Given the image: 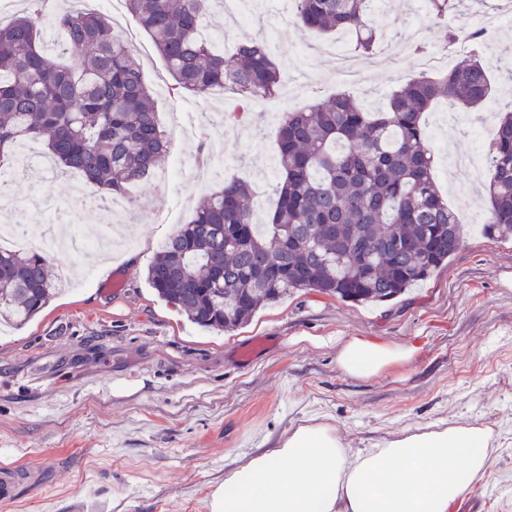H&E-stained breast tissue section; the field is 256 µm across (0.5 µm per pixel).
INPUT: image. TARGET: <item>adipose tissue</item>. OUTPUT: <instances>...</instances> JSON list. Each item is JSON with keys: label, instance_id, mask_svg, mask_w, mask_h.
Segmentation results:
<instances>
[{"label": "adipose tissue", "instance_id": "ef3b65f1", "mask_svg": "<svg viewBox=\"0 0 512 512\" xmlns=\"http://www.w3.org/2000/svg\"><path fill=\"white\" fill-rule=\"evenodd\" d=\"M414 353L351 337L338 350L337 366L371 378ZM488 439L483 428L449 425L396 437L353 458L337 428L306 423L277 448L228 471L211 512H448L483 472Z\"/></svg>", "mask_w": 512, "mask_h": 512}]
</instances>
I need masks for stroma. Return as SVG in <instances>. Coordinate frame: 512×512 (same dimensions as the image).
<instances>
[{"label": "stroma", "mask_w": 512, "mask_h": 512, "mask_svg": "<svg viewBox=\"0 0 512 512\" xmlns=\"http://www.w3.org/2000/svg\"><path fill=\"white\" fill-rule=\"evenodd\" d=\"M490 14L483 0H472L465 14L437 21L414 0H387L356 96L367 109L385 108L392 91L421 74L419 57L395 49L397 35L423 28L429 45L450 47L453 68L470 48L447 45L448 30L479 25ZM110 20L114 30L132 35L160 113L176 108L196 117L195 134L169 139L170 158L195 159L218 144L234 166L213 172L211 186L232 175L270 197L267 163L278 158L280 123L274 105L249 104L238 121L230 118L237 107L230 96L172 106L173 81L126 5ZM268 29L288 110L346 89L331 58L309 73L299 70L298 59L339 40L353 51L352 37L307 32L290 12H267L258 26L230 31L224 47ZM482 54L493 99L512 105V25L502 24ZM452 110L438 101L424 123L436 182L459 214L463 244L447 265L391 303L299 291L230 333L191 324L145 281L148 265L202 194L188 179L178 184L179 208L160 190L155 218L119 225L129 248L109 256L51 253V261L69 265L72 285L27 325H0V471L19 476L0 512H210L226 470L312 419L337 427L354 455L429 426L489 429L487 466L469 491L483 499L484 512H512V239L483 233L482 182L455 165L471 150L470 130L451 119ZM76 178L51 167L15 177V217L27 221L35 240L44 231L29 221L37 193L53 200L63 230L102 222L100 212L74 209L69 184ZM117 275L125 285L113 293L108 284ZM353 336L411 346L415 354L377 376L355 378L336 365L341 341ZM258 338L265 348L242 359L241 350Z\"/></svg>", "instance_id": "1"}]
</instances>
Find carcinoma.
I'll list each match as a JSON object with an SVG mask.
<instances>
[{
    "instance_id": "obj_1",
    "label": "carcinoma",
    "mask_w": 512,
    "mask_h": 512,
    "mask_svg": "<svg viewBox=\"0 0 512 512\" xmlns=\"http://www.w3.org/2000/svg\"><path fill=\"white\" fill-rule=\"evenodd\" d=\"M45 0L0 23V169L19 164L17 144L34 139L60 170L76 171L104 196H126L157 174L167 137L153 94L129 47L98 12L44 15ZM217 0H126L181 95L227 90L240 101L272 99L281 80L268 40L226 54L200 33ZM370 0H294L312 33L347 32L355 50L377 37ZM440 19L464 0H426ZM63 36L55 57L43 23ZM487 66L469 63L437 80L406 81L388 108L364 109L351 92L287 112L278 129L276 199L253 224V190L228 178L161 247L146 280L194 325L230 332L263 306L310 290L351 303L392 301L459 251L462 227L435 181L421 118L437 99L472 112L491 94ZM485 234L512 238V109L497 111L487 152ZM42 253L0 248V321L21 327L53 300Z\"/></svg>"
}]
</instances>
